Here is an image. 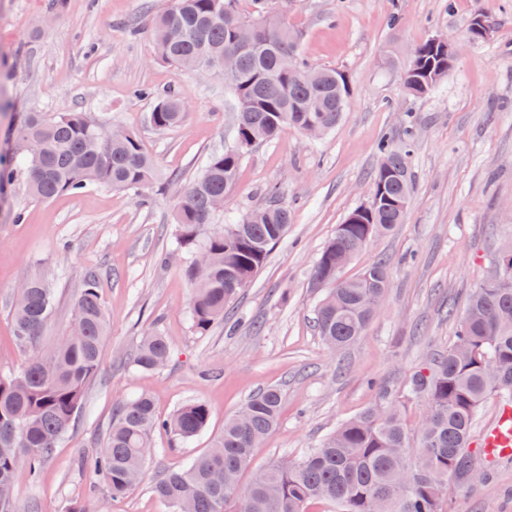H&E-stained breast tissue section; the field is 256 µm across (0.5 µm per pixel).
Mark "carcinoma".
I'll return each mask as SVG.
<instances>
[{
	"label": "carcinoma",
	"mask_w": 512,
	"mask_h": 512,
	"mask_svg": "<svg viewBox=\"0 0 512 512\" xmlns=\"http://www.w3.org/2000/svg\"><path fill=\"white\" fill-rule=\"evenodd\" d=\"M240 2L170 0L150 24L156 60L191 71L213 60L231 67L226 78L236 114L231 143L208 158L175 205V239L185 253L181 270L192 289L191 320L201 332L230 312L291 224L275 186L265 207L214 223L235 190L244 156L309 120L326 134L333 131L351 97L342 71L324 67L318 82L305 79L310 65L300 56L302 33L271 0H248L246 10ZM386 64L401 66L404 89L421 97L448 75L454 61L447 49L427 39L404 63L388 59ZM137 93L155 99L154 128L182 122L185 106L177 95H156L149 88ZM100 124L86 111L26 114L16 138L30 196L50 200L100 186L149 198L158 172L141 140L130 131L104 132ZM412 136L407 128L402 145L381 142L371 187H384L383 202L365 213L351 212L353 222L338 225L310 271V287L323 291L315 327L332 350L362 335L388 287L386 260L344 279L336 258L355 254L373 233L387 234L404 222L412 190L407 149ZM28 282L30 287L16 288L13 309L14 338L28 352L27 362L16 373L0 375V512H21L12 504L14 483L24 474L35 479L75 422L86 387L99 371L108 330L96 275L88 272L75 302L77 334L40 348L54 307L53 279L34 276ZM168 358L165 338L153 332L143 337L132 363L151 371ZM403 394L425 400L417 429H408L399 401L385 392L381 403L339 425L319 447L275 460L242 489L240 474L278 423L280 395L268 388L224 421L206 452L165 474L154 492L171 512H308L314 501L330 503L338 512H444L448 480L473 478L469 464L475 457L491 465L484 449L472 447L480 407L491 396L512 407V273L508 283L487 280L468 296L454 342L427 371L409 378ZM210 419L211 408L199 400L162 420L148 395L123 399L113 410L93 468L110 494L122 497L141 480L155 431L188 440Z\"/></svg>",
	"instance_id": "cac0c4a2"
}]
</instances>
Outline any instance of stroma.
Instances as JSON below:
<instances>
[{
    "mask_svg": "<svg viewBox=\"0 0 512 512\" xmlns=\"http://www.w3.org/2000/svg\"><path fill=\"white\" fill-rule=\"evenodd\" d=\"M168 3L63 0L58 9L54 0H0V156L14 152L13 132L25 113L82 109L136 133L165 179L146 202L96 186L40 201L19 168L0 192V374L27 361L13 339L11 313L14 290L28 277L47 272L56 281L44 344L70 332L86 271L99 275L109 322L101 369L72 428L37 478H20L13 488L15 506L35 512H68L75 503L98 504L102 512H169L154 484L209 448L225 418L269 387L281 395L280 421L241 485L280 457L318 447L383 392L400 394L447 350L456 328L451 311H462L512 240V0H290L288 21L303 33V58L347 73L351 103L322 138L291 128L243 159L226 211L265 205L274 184L292 224L229 317L197 332L191 288L173 251L175 204L207 157L230 142L235 114L222 76L154 61L149 24ZM482 12L493 35L469 41V24ZM130 19L138 20V32L126 28ZM438 33L453 36L461 54L434 91L412 97L400 68L383 59L406 60ZM142 85L178 94L183 124L156 130L153 99L133 93ZM408 121L415 139L405 221L374 238L342 272L355 277L383 258L389 287L363 335L333 352L313 328L318 292L308 274L338 224L368 202L380 140L400 141ZM151 330L166 336L170 358L140 371L131 359ZM142 393L159 418L191 400L206 402L212 417L187 443L156 431L143 482L113 499L92 461L116 400ZM447 500L448 512H512V459L490 466L485 478L452 481Z\"/></svg>",
    "mask_w": 512,
    "mask_h": 512,
    "instance_id": "1",
    "label": "stroma"
}]
</instances>
